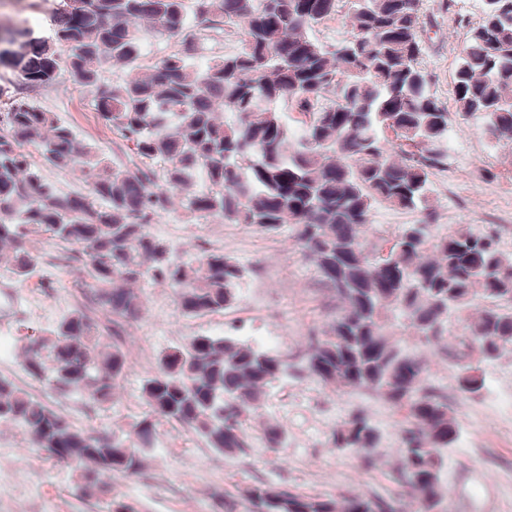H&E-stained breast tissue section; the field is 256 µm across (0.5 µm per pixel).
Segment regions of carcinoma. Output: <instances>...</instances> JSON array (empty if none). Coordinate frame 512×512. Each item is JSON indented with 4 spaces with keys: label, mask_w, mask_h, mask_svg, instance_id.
Listing matches in <instances>:
<instances>
[{
    "label": "carcinoma",
    "mask_w": 512,
    "mask_h": 512,
    "mask_svg": "<svg viewBox=\"0 0 512 512\" xmlns=\"http://www.w3.org/2000/svg\"><path fill=\"white\" fill-rule=\"evenodd\" d=\"M338 16L349 38L326 46L311 36ZM454 22L466 30L452 82L457 114L512 144V0H483L479 21ZM425 25L421 0H60L52 39L27 26L8 41L0 64L23 89L68 75L130 151L125 162L106 156L24 97L0 112V263L25 281L38 262L29 238L47 235L69 246L87 300L25 337L17 358L32 380L60 398L111 405L128 369V328L145 306L143 281L171 288L186 319L235 306L245 269L233 257L204 242L183 259L151 233L176 200L193 224L266 234L293 225L335 306L295 354L228 333L161 351L141 382L147 412L129 434L79 429L4 376L0 426L21 427L33 447L75 466L79 490L92 497L106 474H142L163 421L226 458L247 454L257 438L283 447L280 424L263 422L255 437L251 422L275 381L312 379L389 405L401 444L390 476L415 512H437L444 453L460 424L406 339L446 348L457 314L458 389L479 393L485 379L470 352L491 361L512 350V258L491 231H431L430 175L448 158V108L422 64ZM232 34L236 51L205 59ZM150 37L169 51L147 58ZM115 68L127 75L106 78ZM290 112L303 116L296 127ZM49 167L79 171L85 191L59 193L43 175ZM376 203L419 219L371 242ZM330 441L378 461L381 435L362 411ZM245 496L249 512H402L400 498L376 492L320 498L260 484Z\"/></svg>",
    "instance_id": "cac0c4a2"
}]
</instances>
